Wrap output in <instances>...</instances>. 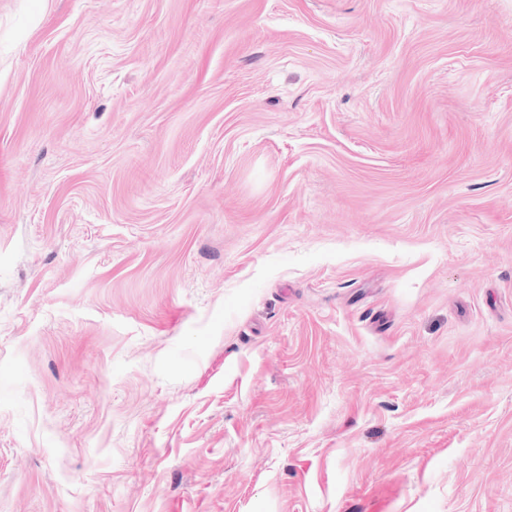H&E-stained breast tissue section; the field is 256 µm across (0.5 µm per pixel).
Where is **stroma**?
Instances as JSON below:
<instances>
[{
  "label": "stroma",
  "instance_id": "obj_1",
  "mask_svg": "<svg viewBox=\"0 0 512 512\" xmlns=\"http://www.w3.org/2000/svg\"><path fill=\"white\" fill-rule=\"evenodd\" d=\"M0 512H512V0H0Z\"/></svg>",
  "mask_w": 512,
  "mask_h": 512
}]
</instances>
